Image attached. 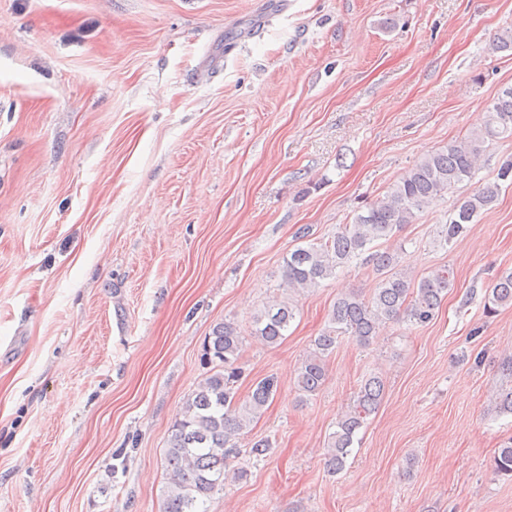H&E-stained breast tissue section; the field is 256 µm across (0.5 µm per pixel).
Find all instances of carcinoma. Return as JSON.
<instances>
[{"instance_id": "obj_1", "label": "carcinoma", "mask_w": 512, "mask_h": 512, "mask_svg": "<svg viewBox=\"0 0 512 512\" xmlns=\"http://www.w3.org/2000/svg\"><path fill=\"white\" fill-rule=\"evenodd\" d=\"M509 137L512 87L501 90L491 101L480 127L418 160L385 195L365 203L350 223L338 225L329 238L313 237L308 225L298 228L297 240L302 245L284 259L283 287L318 288L355 261L372 264L380 276L379 287L371 297L349 292L336 298L327 326L314 338L312 350L297 369L296 387L303 397L313 396L322 388L328 357L341 338L365 346L387 320L402 319L424 326L434 319L454 286L453 272L443 267L417 280L399 267L398 251L381 252L373 249V243L395 237L429 204L472 182L487 144ZM508 179H512V157L499 163L495 181L480 184L458 198L445 240L459 237L466 225L494 201L499 181ZM509 306L511 269L500 273L485 295L489 314ZM295 315L292 301L275 300L253 316L250 336L275 346L286 338ZM243 340L237 326L226 321L213 325L203 340L199 361L206 372L175 417L165 449L163 512H207L205 504L224 489V477L233 459L243 452L256 459L271 453L272 444L267 439L252 440L245 449L238 445V436L261 415L276 392L275 380L266 377L254 382L246 400H240L237 385L242 378L239 360ZM383 395V380L371 376L361 383L353 404L337 417L336 429L327 442L326 465L331 473L344 469L356 434L377 412ZM493 470L498 475L512 476V440L495 452Z\"/></svg>"}]
</instances>
